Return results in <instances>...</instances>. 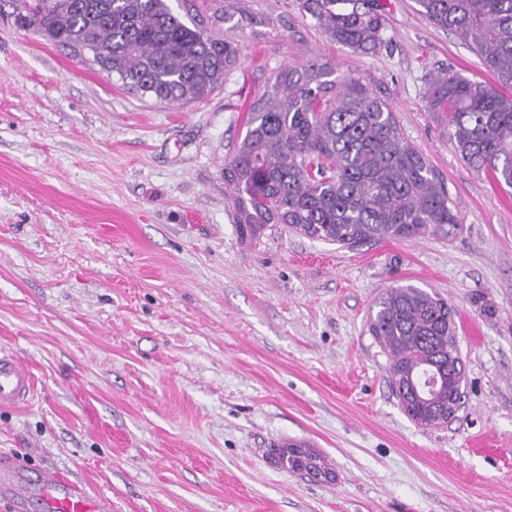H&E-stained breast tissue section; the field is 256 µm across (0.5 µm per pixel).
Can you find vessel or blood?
I'll list each match as a JSON object with an SVG mask.
<instances>
[{
    "label": "vessel or blood",
    "mask_w": 512,
    "mask_h": 512,
    "mask_svg": "<svg viewBox=\"0 0 512 512\" xmlns=\"http://www.w3.org/2000/svg\"><path fill=\"white\" fill-rule=\"evenodd\" d=\"M34 392L29 368L16 356L0 354V407L27 401ZM38 496L46 512H112L107 496H89L77 483L61 476L42 475L31 485L23 466L0 463V501L11 512H23L31 496Z\"/></svg>",
    "instance_id": "obj_1"
}]
</instances>
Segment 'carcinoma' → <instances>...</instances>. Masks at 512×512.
Returning a JSON list of instances; mask_svg holds the SVG:
<instances>
[{
  "mask_svg": "<svg viewBox=\"0 0 512 512\" xmlns=\"http://www.w3.org/2000/svg\"><path fill=\"white\" fill-rule=\"evenodd\" d=\"M15 27L44 35L115 74L128 90L185 105L207 98L237 63L235 44L216 29L234 12L215 2L212 15L190 22L172 0H7ZM435 25L462 35L496 83L440 72L428 84L461 159L512 188V0H416ZM336 43L362 53L382 43L377 0H300ZM245 132L224 161L241 239H260L286 224L310 239L351 247L383 238L460 230L448 192L419 149L401 133L390 105L349 74L312 57L277 71L255 97ZM368 331L390 358V382L408 418L434 428L448 412V385L420 400L413 381L433 369L455 377L461 361L454 309L411 286H393L375 302ZM291 470H316L293 447L279 452Z\"/></svg>",
  "mask_w": 512,
  "mask_h": 512,
  "instance_id": "carcinoma-1",
  "label": "carcinoma"
}]
</instances>
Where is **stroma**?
Returning a JSON list of instances; mask_svg holds the SVG:
<instances>
[{"label": "stroma", "instance_id": "35a3bbf8", "mask_svg": "<svg viewBox=\"0 0 512 512\" xmlns=\"http://www.w3.org/2000/svg\"><path fill=\"white\" fill-rule=\"evenodd\" d=\"M384 42H331L298 0H242L235 70L207 99L142 98L0 11V350L30 369L0 461L58 472L112 512H512V194L428 109L441 71L491 80L415 0ZM394 110L462 227L352 248L267 225L240 238L224 161L274 71L311 55ZM410 285L455 309L448 424L416 427L367 317ZM302 445L331 473L282 469Z\"/></svg>", "mask_w": 512, "mask_h": 512}]
</instances>
